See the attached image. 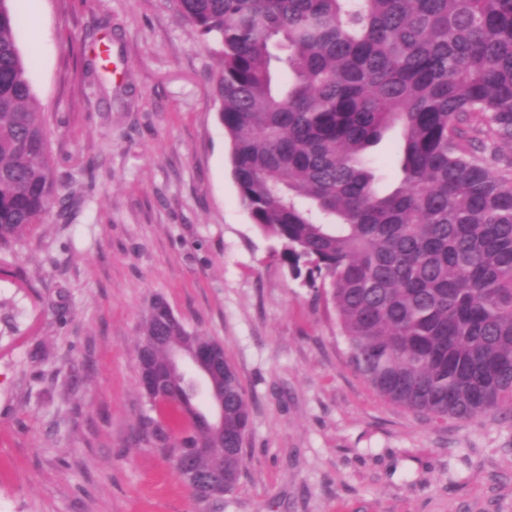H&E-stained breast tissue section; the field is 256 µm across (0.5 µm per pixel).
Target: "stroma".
<instances>
[{
    "mask_svg": "<svg viewBox=\"0 0 512 512\" xmlns=\"http://www.w3.org/2000/svg\"><path fill=\"white\" fill-rule=\"evenodd\" d=\"M14 8L74 197L0 251V512H512V409L436 421L381 397L328 294L273 259L232 175L213 42L169 0ZM399 134L370 150L384 191ZM157 296L223 345L250 401L246 468L218 501H194L146 426Z\"/></svg>",
    "mask_w": 512,
    "mask_h": 512,
    "instance_id": "obj_1",
    "label": "stroma"
}]
</instances>
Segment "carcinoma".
<instances>
[{"label": "carcinoma", "instance_id": "obj_1", "mask_svg": "<svg viewBox=\"0 0 512 512\" xmlns=\"http://www.w3.org/2000/svg\"><path fill=\"white\" fill-rule=\"evenodd\" d=\"M0 0V249L43 224L60 184L43 112ZM217 46L219 118L241 204L311 288L327 282L349 361L382 396L436 419L512 409V0H171ZM402 131L401 177L367 149ZM149 306L165 368L216 344ZM224 434L195 390L145 391L171 457L204 448L232 491L250 406L224 362Z\"/></svg>", "mask_w": 512, "mask_h": 512}]
</instances>
